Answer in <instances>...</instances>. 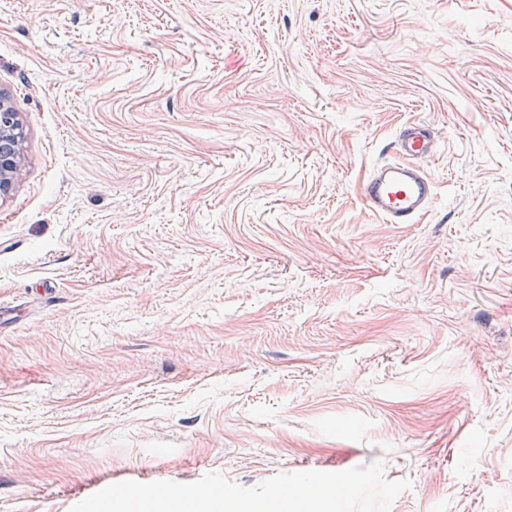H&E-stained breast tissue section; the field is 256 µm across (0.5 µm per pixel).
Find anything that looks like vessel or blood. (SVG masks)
<instances>
[{"mask_svg":"<svg viewBox=\"0 0 512 512\" xmlns=\"http://www.w3.org/2000/svg\"><path fill=\"white\" fill-rule=\"evenodd\" d=\"M437 140L420 122L406 123L395 143V159L372 168L361 185L369 212L387 224H411L425 215L436 196V183L426 164L434 157Z\"/></svg>","mask_w":512,"mask_h":512,"instance_id":"vessel-or-blood-1","label":"vessel or blood"}]
</instances>
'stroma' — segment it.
Listing matches in <instances>:
<instances>
[{
    "label": "stroma",
    "mask_w": 512,
    "mask_h": 512,
    "mask_svg": "<svg viewBox=\"0 0 512 512\" xmlns=\"http://www.w3.org/2000/svg\"><path fill=\"white\" fill-rule=\"evenodd\" d=\"M0 94V512L376 461L512 512V0H0ZM18 128H21L18 113L13 112L6 98L0 94V194L10 187L18 166V153L10 142L14 136L18 138ZM436 150V136L428 125L406 123L394 143L396 158L374 166L361 185L369 212L386 224H412L425 215L436 196L426 163Z\"/></svg>",
    "instance_id": "35a3bbf8"
}]
</instances>
